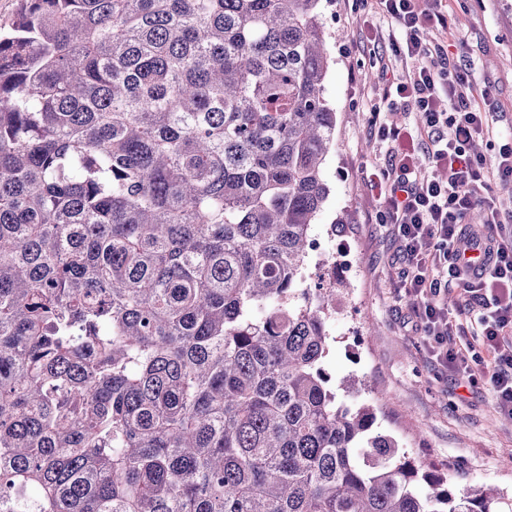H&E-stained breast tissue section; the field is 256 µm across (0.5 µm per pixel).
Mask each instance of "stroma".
I'll return each mask as SVG.
<instances>
[{
  "label": "stroma",
  "mask_w": 512,
  "mask_h": 512,
  "mask_svg": "<svg viewBox=\"0 0 512 512\" xmlns=\"http://www.w3.org/2000/svg\"><path fill=\"white\" fill-rule=\"evenodd\" d=\"M442 9L453 39L467 46L477 86L494 89L481 105L493 119V135L479 141L490 158L500 132L512 128V0H442ZM318 12L330 44L325 98L336 113V136L324 167L330 195L306 263L346 252L335 277L348 286L331 313L324 368L341 399L374 405L376 430L393 436L418 465L450 469L459 488L487 484L511 492L512 420L498 414L488 381L473 385L435 365L400 284L396 229L375 221L379 190L368 176L373 167L390 168L393 149L372 121H416L402 101L385 98L381 72L399 77L413 62L394 57L387 17H373L383 41L363 38L362 0H319Z\"/></svg>",
  "instance_id": "obj_1"
}]
</instances>
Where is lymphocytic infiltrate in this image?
<instances>
[{
    "label": "lymphocytic infiltrate",
    "instance_id": "lymphocytic-infiltrate-1",
    "mask_svg": "<svg viewBox=\"0 0 512 512\" xmlns=\"http://www.w3.org/2000/svg\"><path fill=\"white\" fill-rule=\"evenodd\" d=\"M373 0L374 12L388 16L398 37L397 55L416 62L407 75L387 80L386 96H397L416 112L415 128L382 123L380 136L395 146L392 170L377 169L381 188L376 221L397 228L404 266L401 282L414 300L413 313L431 355L448 372L475 377L472 365L448 350L450 337L473 334L493 354L490 383L500 414L512 418V232L499 229L500 214L492 184L512 188V134L499 145L494 160L472 150L488 135V115L474 107L475 88L468 68L450 62L454 49L430 40L429 32L448 28L441 0ZM481 209L484 226L469 223ZM446 270L460 289L465 323L449 315L436 274Z\"/></svg>",
    "mask_w": 512,
    "mask_h": 512
}]
</instances>
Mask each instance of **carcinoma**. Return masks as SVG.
Wrapping results in <instances>:
<instances>
[{
  "instance_id": "carcinoma-1",
  "label": "carcinoma",
  "mask_w": 512,
  "mask_h": 512,
  "mask_svg": "<svg viewBox=\"0 0 512 512\" xmlns=\"http://www.w3.org/2000/svg\"><path fill=\"white\" fill-rule=\"evenodd\" d=\"M318 2L17 0L0 26V512H512L325 372Z\"/></svg>"
}]
</instances>
